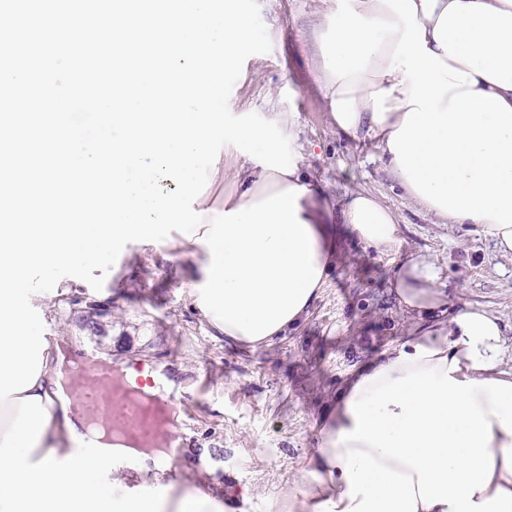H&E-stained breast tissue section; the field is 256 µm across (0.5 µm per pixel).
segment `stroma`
<instances>
[{
  "label": "stroma",
  "instance_id": "obj_1",
  "mask_svg": "<svg viewBox=\"0 0 512 512\" xmlns=\"http://www.w3.org/2000/svg\"><path fill=\"white\" fill-rule=\"evenodd\" d=\"M270 52L249 57L229 98L233 112L292 117L305 166L331 203L366 190L398 214L411 253L431 262L453 300L499 312L512 340V275L476 225L436 223L386 169L374 142L337 133L315 69L311 31L318 0H259ZM339 260L307 319L254 349L215 337L189 294L190 257L181 248L133 246L101 290L59 297L48 331L76 353L96 347L114 360L160 366L182 396L183 450L172 495L212 490L224 512H288L285 493L303 479L317 430L348 373L397 344L413 327L393 287L396 261L337 227ZM106 309L93 313V302Z\"/></svg>",
  "mask_w": 512,
  "mask_h": 512
}]
</instances>
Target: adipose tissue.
I'll return each mask as SVG.
<instances>
[{
    "instance_id": "obj_1",
    "label": "adipose tissue",
    "mask_w": 512,
    "mask_h": 512,
    "mask_svg": "<svg viewBox=\"0 0 512 512\" xmlns=\"http://www.w3.org/2000/svg\"><path fill=\"white\" fill-rule=\"evenodd\" d=\"M313 33L336 131L375 142L406 196L443 223L474 224L512 262V0H323ZM224 221L177 236L196 266L193 303L226 341L251 348L295 330L338 258L319 190L293 174L242 166L235 147ZM341 221L398 257L395 291L415 320L407 339L354 369L318 433L300 512H512V370L503 319L447 301L435 267L404 252L397 213L369 192ZM43 353L33 394L50 412L30 462L76 451L78 400Z\"/></svg>"
}]
</instances>
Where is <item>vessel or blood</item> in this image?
<instances>
[{
	"mask_svg": "<svg viewBox=\"0 0 512 512\" xmlns=\"http://www.w3.org/2000/svg\"><path fill=\"white\" fill-rule=\"evenodd\" d=\"M84 363L93 378V387L83 390L81 403L88 427H107L113 437L145 448L153 447L157 437H165L168 458L180 455L182 422L176 417L179 398L175 391L160 389L143 399L132 398L124 385L116 381L109 364L100 360L96 350H88Z\"/></svg>",
	"mask_w": 512,
	"mask_h": 512,
	"instance_id": "vessel-or-blood-1",
	"label": "vessel or blood"
}]
</instances>
